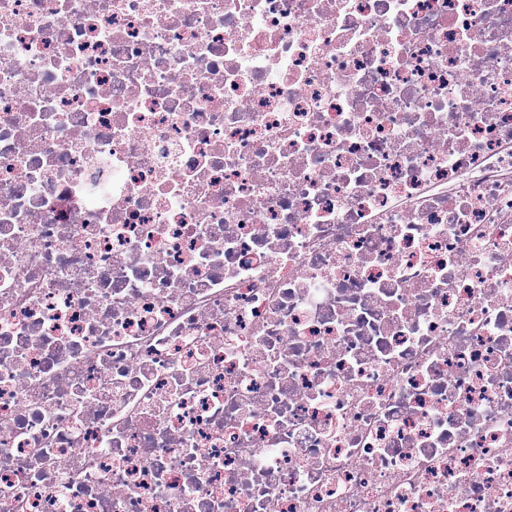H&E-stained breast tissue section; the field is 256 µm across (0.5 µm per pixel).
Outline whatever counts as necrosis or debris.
Wrapping results in <instances>:
<instances>
[{
    "label": "necrosis or debris",
    "mask_w": 512,
    "mask_h": 512,
    "mask_svg": "<svg viewBox=\"0 0 512 512\" xmlns=\"http://www.w3.org/2000/svg\"><path fill=\"white\" fill-rule=\"evenodd\" d=\"M0 512H512V0H0Z\"/></svg>",
    "instance_id": "4bbe7bcc"
}]
</instances>
